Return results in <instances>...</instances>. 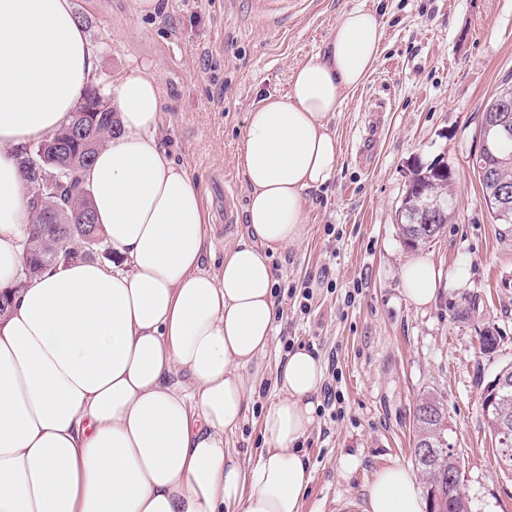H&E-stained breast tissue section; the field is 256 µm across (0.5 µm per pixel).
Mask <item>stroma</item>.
<instances>
[{
  "label": "stroma",
  "mask_w": 512,
  "mask_h": 512,
  "mask_svg": "<svg viewBox=\"0 0 512 512\" xmlns=\"http://www.w3.org/2000/svg\"><path fill=\"white\" fill-rule=\"evenodd\" d=\"M73 2L99 49L94 87L108 93L137 72L157 79L158 136L201 193L212 228L203 267L211 272L245 232V221L225 223L220 186H236L235 207L244 211L237 156L248 112L285 93L293 70L324 52L342 11H379V60L331 121L341 154L333 177L309 193V235L272 259L278 313L268 367L288 347L308 348L338 396L318 404L302 445L311 471L302 512H336L345 497L367 512L378 472L412 468L415 407L429 392L448 406L472 512H512V477L498 467L481 407L497 369L512 363V224L494 223L469 164L484 104L512 82V0H291L274 24L258 16L257 0H157L144 15L137 0ZM436 161L452 169L459 204L420 250L441 281L437 303L417 308L391 275L410 254L397 210L416 169ZM466 296L476 311L460 323L453 307ZM488 325L500 336L491 354L478 342ZM276 396L265 381L227 447L257 455L261 416ZM349 455L358 460L351 472L342 468Z\"/></svg>",
  "instance_id": "obj_1"
}]
</instances>
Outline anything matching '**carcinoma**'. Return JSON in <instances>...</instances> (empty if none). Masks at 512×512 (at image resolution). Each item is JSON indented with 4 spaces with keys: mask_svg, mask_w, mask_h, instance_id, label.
<instances>
[{
    "mask_svg": "<svg viewBox=\"0 0 512 512\" xmlns=\"http://www.w3.org/2000/svg\"><path fill=\"white\" fill-rule=\"evenodd\" d=\"M503 99L508 101L509 106L501 115L512 123V84L509 83L501 85L499 91L488 100L483 108V119L492 117L494 109L500 106ZM118 133V115L106 105L103 111L94 113L93 122L89 123L84 135L73 136L62 142L56 152L46 159L40 158L36 146H26L20 152L32 213L25 236L29 242L27 264L32 279L53 268L66 254L73 258L94 260L102 256L113 260L112 248L102 225L97 222L82 174L98 150ZM484 164L493 172L490 182L481 177L480 170ZM60 170L67 172V175L63 182L55 185L54 195L45 199L38 197L36 186L43 180V175ZM472 171L478 177L485 198L504 186L512 189V142L493 147L489 153L479 148L477 155L472 158ZM434 201L443 203L440 219L434 224L420 222L424 207ZM458 204L459 197L454 190L453 176L448 174V166L435 162L416 171L405 190V199L398 213L407 244L421 247L438 237ZM415 447L435 449L434 455L428 459H414L423 478L424 494L433 501L431 512H462L459 498L448 495V480L434 481V473L442 469L454 470L456 479L463 480L460 455L448 439V409L434 393L422 395L416 404Z\"/></svg>",
    "mask_w": 512,
    "mask_h": 512,
    "instance_id": "carcinoma-1",
    "label": "carcinoma"
}]
</instances>
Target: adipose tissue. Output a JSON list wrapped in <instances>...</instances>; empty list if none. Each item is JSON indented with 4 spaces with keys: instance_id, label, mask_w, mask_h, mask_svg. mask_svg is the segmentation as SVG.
<instances>
[{
    "instance_id": "ef3b65f1",
    "label": "adipose tissue",
    "mask_w": 512,
    "mask_h": 512,
    "mask_svg": "<svg viewBox=\"0 0 512 512\" xmlns=\"http://www.w3.org/2000/svg\"><path fill=\"white\" fill-rule=\"evenodd\" d=\"M382 37L376 11H343L324 54L249 112L246 233L216 273L202 268V197L157 137V80L134 73L112 88L122 131L83 178L117 266L60 265L0 321V512H301L311 475L299 445L323 381L315 354L291 350L276 372L254 462L224 437L265 381L271 259L307 238L308 192L340 154L330 121ZM95 60L71 0H0V288L16 283L31 220L19 154L71 121ZM398 275L414 306L436 302L428 257H408ZM425 507L406 468L370 488L368 512Z\"/></svg>"
}]
</instances>
